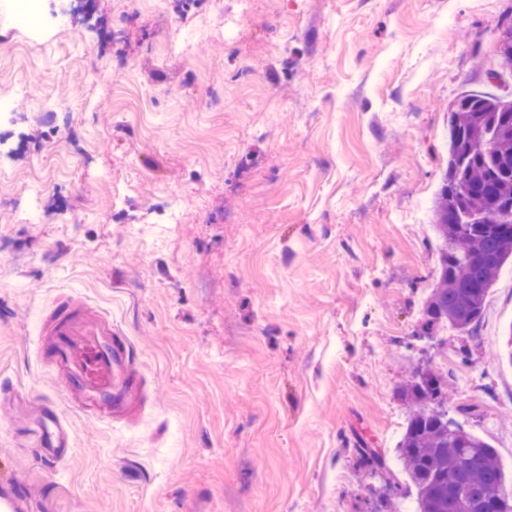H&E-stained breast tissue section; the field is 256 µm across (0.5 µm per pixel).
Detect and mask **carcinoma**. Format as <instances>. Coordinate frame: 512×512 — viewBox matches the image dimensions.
Wrapping results in <instances>:
<instances>
[{
    "label": "carcinoma",
    "mask_w": 512,
    "mask_h": 512,
    "mask_svg": "<svg viewBox=\"0 0 512 512\" xmlns=\"http://www.w3.org/2000/svg\"><path fill=\"white\" fill-rule=\"evenodd\" d=\"M450 113L454 135L433 209L442 242L438 282L423 306V330L452 327L470 335L484 315L486 297L512 260V99L465 94ZM449 379L417 372L400 388L410 408L399 459L415 490L417 512H512L496 452L479 436L450 422L444 404ZM372 474L391 485L396 475L383 449L360 443Z\"/></svg>",
    "instance_id": "carcinoma-1"
}]
</instances>
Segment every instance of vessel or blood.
<instances>
[{"mask_svg":"<svg viewBox=\"0 0 512 512\" xmlns=\"http://www.w3.org/2000/svg\"><path fill=\"white\" fill-rule=\"evenodd\" d=\"M37 349L43 362L65 376L69 400L85 413L115 423L140 414L145 378L131 340L104 310L72 295L57 300L40 313ZM34 429L46 459L69 457L72 432L52 402H44ZM25 505L19 481L0 485V512H23Z\"/></svg>","mask_w":512,"mask_h":512,"instance_id":"b4317fda","label":"vessel or blood"}]
</instances>
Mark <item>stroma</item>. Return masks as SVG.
Returning <instances> with one entry per match:
<instances>
[{"label":"stroma","mask_w":512,"mask_h":512,"mask_svg":"<svg viewBox=\"0 0 512 512\" xmlns=\"http://www.w3.org/2000/svg\"><path fill=\"white\" fill-rule=\"evenodd\" d=\"M6 2L0 385L19 398L0 404V482L24 483L27 512H411L354 443L400 469L416 370L449 377V415L512 486V266L475 335L422 333L448 113L512 93L485 75L512 0H94L36 39ZM92 61L126 70L93 86ZM160 196L177 223H155ZM64 294L130 337L139 425L64 405L37 360ZM47 399L72 428L58 464L30 431Z\"/></svg>","instance_id":"35a3bbf8"}]
</instances>
